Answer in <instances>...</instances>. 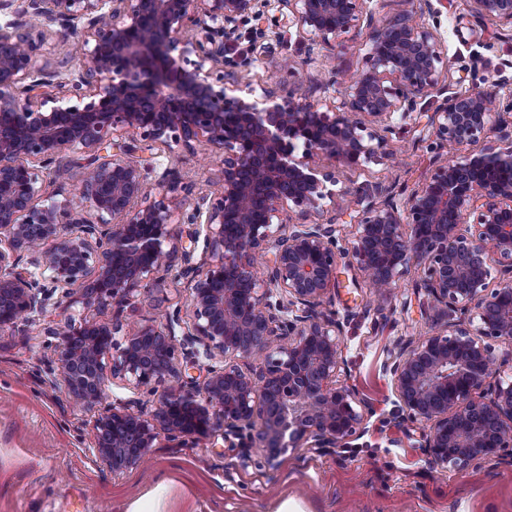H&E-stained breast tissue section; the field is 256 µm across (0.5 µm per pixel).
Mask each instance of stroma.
I'll return each instance as SVG.
<instances>
[{"label":"stroma","instance_id":"stroma-1","mask_svg":"<svg viewBox=\"0 0 512 512\" xmlns=\"http://www.w3.org/2000/svg\"><path fill=\"white\" fill-rule=\"evenodd\" d=\"M279 16L272 4L263 23L244 18L225 32V72L256 88L305 94L322 107L336 95L337 72L367 68L365 26L327 46L279 23ZM439 33L448 75L419 102L416 121L396 140L397 155L348 168L318 154L311 166L335 167L342 189L382 183L400 203L432 176L438 150L425 126L427 111L457 92L512 88V27L477 17L469 0H448ZM141 158L153 168L152 181L169 187L179 222H187L199 195L221 187L224 154L206 143L145 151ZM357 274L339 265L324 308L343 324L346 382L371 411L368 431L347 448L289 449L274 469L243 462L219 434L197 441L159 436L145 462L123 472L101 463L90 434L98 412L54 388L57 339L46 328L70 316L108 323L115 311L54 295L26 334L0 332V512H126L162 481L194 512H275L282 497L296 499L304 512H512L511 463L442 470L420 446L421 425L393 417L396 396L384 363L399 339L426 336L431 324L421 314L413 275L397 281L392 300L381 306ZM190 294L187 281L168 280L133 299L123 316L161 323L167 311L187 306Z\"/></svg>","mask_w":512,"mask_h":512}]
</instances>
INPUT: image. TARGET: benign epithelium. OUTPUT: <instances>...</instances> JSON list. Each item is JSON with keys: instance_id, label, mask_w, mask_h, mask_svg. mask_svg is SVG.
<instances>
[{"instance_id": "1", "label": "benign epithelium", "mask_w": 512, "mask_h": 512, "mask_svg": "<svg viewBox=\"0 0 512 512\" xmlns=\"http://www.w3.org/2000/svg\"><path fill=\"white\" fill-rule=\"evenodd\" d=\"M258 0H0L16 19L0 26V331L22 325L57 291L121 313L162 281L191 275L187 309L163 328L69 317L59 337L55 386L93 407L112 377L163 386L150 412L130 400L98 414L96 456L112 471L142 462L159 433L221 434L243 460L259 451L275 466L303 442L339 448L365 433L370 411L336 377L346 372L342 323L320 311L336 287L338 256L351 255L377 301L416 268L438 330L399 340L384 364L398 418L424 424L422 448L436 464L464 471L512 459V93L471 90L446 97L428 116L436 171L398 205L387 187L342 191L357 212L351 246L338 249L336 169L305 158L320 152L359 167L393 155L396 129L442 78L444 45L431 0H401L395 16H362L361 0H276L284 24L329 44L366 21L369 67L340 75L321 111L305 95L274 90L230 95L224 31L263 20ZM472 11L512 25V0H470ZM83 24L84 64L61 77L69 37ZM60 25L42 62L46 37ZM484 142L462 159L466 145ZM205 142L224 152L222 188L195 202L183 234L176 203L156 190L133 154ZM116 147L124 156L104 155ZM302 150V158L294 156ZM73 183L79 202H59L46 184ZM502 282L489 287L492 270ZM279 299L270 301L272 293ZM182 327L176 338L175 327ZM123 341L116 340V335ZM241 358L188 375L199 355Z\"/></svg>"}]
</instances>
